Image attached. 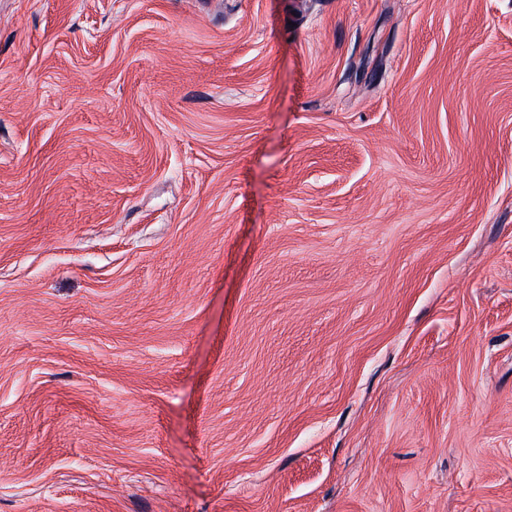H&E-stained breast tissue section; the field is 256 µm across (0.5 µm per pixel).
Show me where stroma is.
I'll return each mask as SVG.
<instances>
[{
    "label": "stroma",
    "mask_w": 512,
    "mask_h": 512,
    "mask_svg": "<svg viewBox=\"0 0 512 512\" xmlns=\"http://www.w3.org/2000/svg\"><path fill=\"white\" fill-rule=\"evenodd\" d=\"M0 512H512V0H0Z\"/></svg>",
    "instance_id": "stroma-1"
}]
</instances>
